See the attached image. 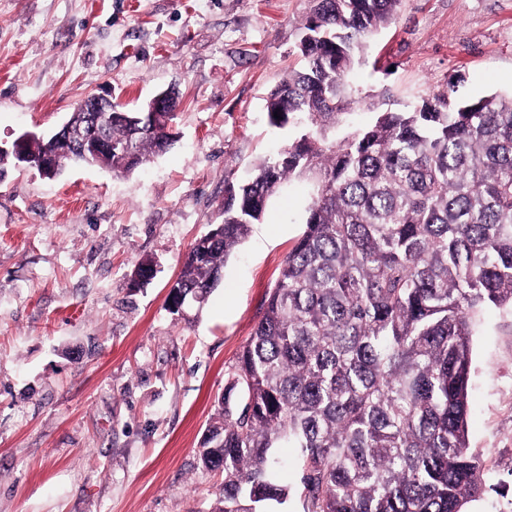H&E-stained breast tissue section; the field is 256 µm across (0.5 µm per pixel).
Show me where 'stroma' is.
<instances>
[{
  "label": "stroma",
  "instance_id": "stroma-1",
  "mask_svg": "<svg viewBox=\"0 0 512 512\" xmlns=\"http://www.w3.org/2000/svg\"><path fill=\"white\" fill-rule=\"evenodd\" d=\"M311 0H0V142L52 134L87 95L137 109L176 88L177 142L129 175L0 164V512H211L198 449L234 404L239 353L304 229L293 181L227 258L199 308L168 296L191 244L293 132L268 91L297 63ZM512 92V0H402L349 76L350 127L382 102ZM152 261L148 285L132 280ZM469 443L512 512V312L473 338Z\"/></svg>",
  "mask_w": 512,
  "mask_h": 512
}]
</instances>
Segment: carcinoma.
<instances>
[{
    "mask_svg": "<svg viewBox=\"0 0 512 512\" xmlns=\"http://www.w3.org/2000/svg\"><path fill=\"white\" fill-rule=\"evenodd\" d=\"M312 2L305 65L266 99L269 122L301 134L225 181L222 232L176 281L205 301L270 198L309 182L305 230L239 357L242 405L200 444L224 475L212 512L284 504L282 445L301 449L303 512H465L491 490L468 440L472 340L483 311L512 308V93H440L332 138L356 103L347 74L401 0ZM173 108L114 112L111 156L61 163L128 174L172 145Z\"/></svg>",
    "mask_w": 512,
    "mask_h": 512,
    "instance_id": "carcinoma-1",
    "label": "carcinoma"
}]
</instances>
